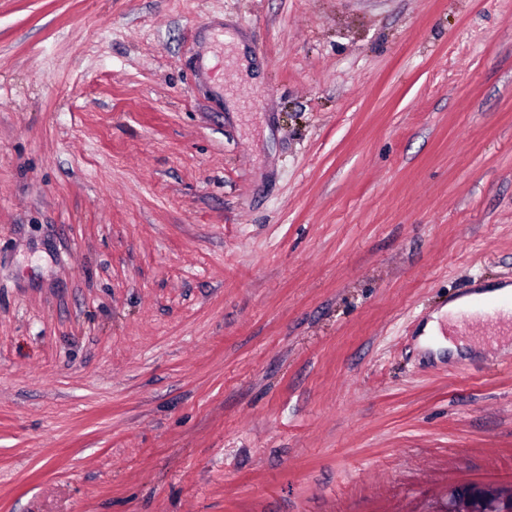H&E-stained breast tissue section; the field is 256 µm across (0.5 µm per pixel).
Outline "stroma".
Masks as SVG:
<instances>
[{
	"label": "stroma",
	"instance_id": "stroma-1",
	"mask_svg": "<svg viewBox=\"0 0 512 512\" xmlns=\"http://www.w3.org/2000/svg\"><path fill=\"white\" fill-rule=\"evenodd\" d=\"M503 283L512 0H0V512L510 486ZM464 307L461 301L448 304L447 308L442 309L441 312L433 315L434 319L431 320L424 329V336H420V343L422 346L430 347L433 351L438 352L448 348V351H452L454 354L457 353L458 348H463L465 345L463 342L456 344L452 340H445L439 333V318H443L447 315L448 326H452L455 321L456 313L458 310Z\"/></svg>",
	"mask_w": 512,
	"mask_h": 512
}]
</instances>
